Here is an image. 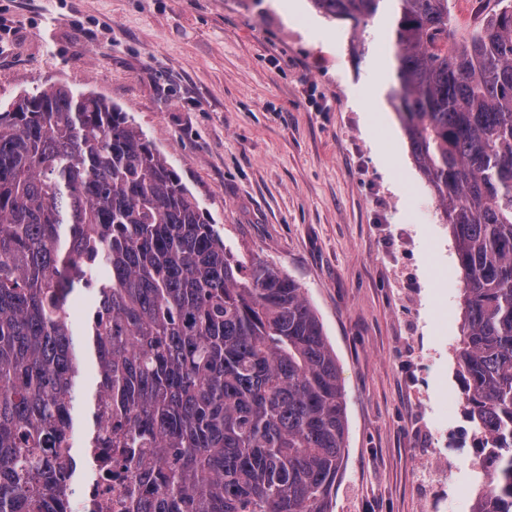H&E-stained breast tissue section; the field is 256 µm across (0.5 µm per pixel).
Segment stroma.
Returning a JSON list of instances; mask_svg holds the SVG:
<instances>
[{
	"instance_id": "obj_1",
	"label": "stroma",
	"mask_w": 512,
	"mask_h": 512,
	"mask_svg": "<svg viewBox=\"0 0 512 512\" xmlns=\"http://www.w3.org/2000/svg\"><path fill=\"white\" fill-rule=\"evenodd\" d=\"M120 106L241 258L304 289L344 380L332 512H471L453 237L389 92L392 16L312 0H0V104L46 84Z\"/></svg>"
}]
</instances>
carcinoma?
<instances>
[{
	"instance_id": "carcinoma-1",
	"label": "carcinoma",
	"mask_w": 512,
	"mask_h": 512,
	"mask_svg": "<svg viewBox=\"0 0 512 512\" xmlns=\"http://www.w3.org/2000/svg\"><path fill=\"white\" fill-rule=\"evenodd\" d=\"M389 1L390 100L464 284L472 512H512V0L458 41L448 0L313 4L365 27ZM82 408V447L133 464L125 512H329L343 471L340 368L302 288L227 249L121 107L53 84L0 112V512H64Z\"/></svg>"
}]
</instances>
